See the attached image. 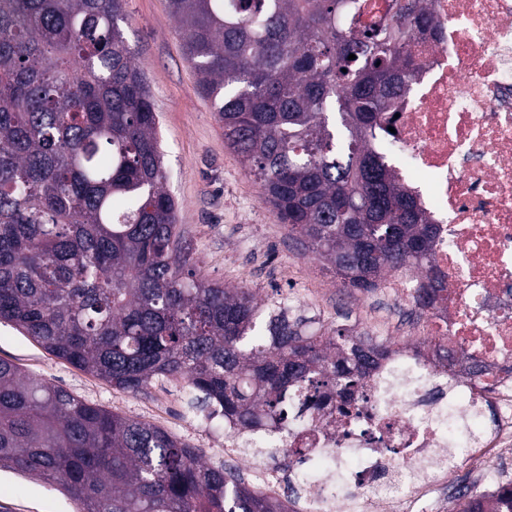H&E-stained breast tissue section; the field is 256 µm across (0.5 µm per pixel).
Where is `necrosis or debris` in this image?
Returning <instances> with one entry per match:
<instances>
[{
  "label": "necrosis or debris",
  "mask_w": 512,
  "mask_h": 512,
  "mask_svg": "<svg viewBox=\"0 0 512 512\" xmlns=\"http://www.w3.org/2000/svg\"><path fill=\"white\" fill-rule=\"evenodd\" d=\"M430 5L436 32L415 38L419 64L369 143L436 226L427 268L387 274L386 294L415 303L425 277L443 290L418 340L387 343L355 387L266 429L302 451L293 512H433L473 480L512 489L492 468L512 452V0Z\"/></svg>",
  "instance_id": "necrosis-or-debris-1"
}]
</instances>
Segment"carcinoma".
Masks as SVG:
<instances>
[{
    "mask_svg": "<svg viewBox=\"0 0 512 512\" xmlns=\"http://www.w3.org/2000/svg\"><path fill=\"white\" fill-rule=\"evenodd\" d=\"M169 0L185 61L281 223L345 288L416 267L434 236L368 144L432 27L428 0ZM125 0H0V323L138 393L177 381L243 428L288 425L296 393L359 383L367 340L309 333L203 278L167 187ZM356 59H348L349 55ZM0 467L57 483L78 512H290L155 425L0 360ZM390 0H364L360 3V11L356 15L357 26L375 23L388 9Z\"/></svg>",
    "mask_w": 512,
    "mask_h": 512,
    "instance_id": "obj_1",
    "label": "carcinoma"
}]
</instances>
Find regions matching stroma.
I'll return each instance as SVG.
<instances>
[{"instance_id":"obj_1","label":"stroma","mask_w":512,"mask_h":512,"mask_svg":"<svg viewBox=\"0 0 512 512\" xmlns=\"http://www.w3.org/2000/svg\"><path fill=\"white\" fill-rule=\"evenodd\" d=\"M126 33L147 74L160 118L168 189L178 222L199 260L200 274L228 288L251 291L264 312L287 309L308 319L312 332L352 329L363 308L381 315L400 340L411 337L413 311L372 292H349L307 253L264 202L258 185L224 142L213 109L184 60L168 0H126ZM0 360L63 387L88 403L163 428L200 449L213 465L224 461V427L189 406L182 384L159 381L124 392L53 357L13 326L0 323ZM0 512H76L58 485L0 470Z\"/></svg>"}]
</instances>
